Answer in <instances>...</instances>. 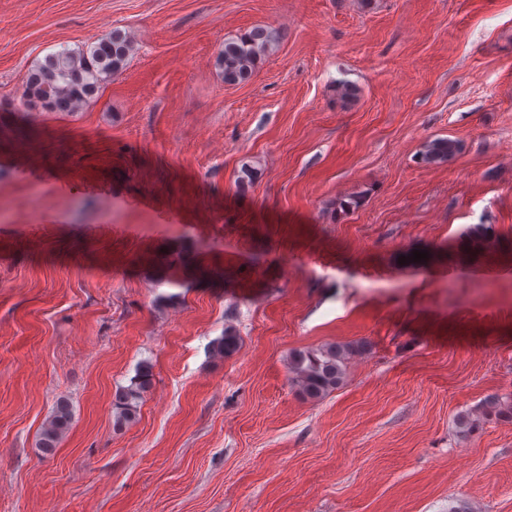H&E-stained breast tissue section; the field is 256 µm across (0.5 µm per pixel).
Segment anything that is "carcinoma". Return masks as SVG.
<instances>
[{
    "label": "carcinoma",
    "instance_id": "1",
    "mask_svg": "<svg viewBox=\"0 0 512 512\" xmlns=\"http://www.w3.org/2000/svg\"><path fill=\"white\" fill-rule=\"evenodd\" d=\"M274 46L275 34L262 27L224 41V50L219 57L224 83L234 85L249 80L257 62L268 55ZM132 51L130 37L114 28L85 47L64 48L49 54L28 73L23 100L28 103L38 98L41 105L50 111L76 112L113 74L128 65ZM457 150V141L436 138L425 145L421 159L428 164L444 163ZM240 342L237 332L227 328L222 336L212 342L211 352L229 357L239 350ZM351 352L350 346L336 343L312 350L294 351L288 360L290 382L303 397L319 399L336 390L343 382ZM150 384V366L144 362L131 378L130 384L116 390L113 403L116 425L122 426L136 418L143 394ZM71 420L69 402L59 401L40 435L39 448L44 453L49 454L57 448Z\"/></svg>",
    "mask_w": 512,
    "mask_h": 512
}]
</instances>
